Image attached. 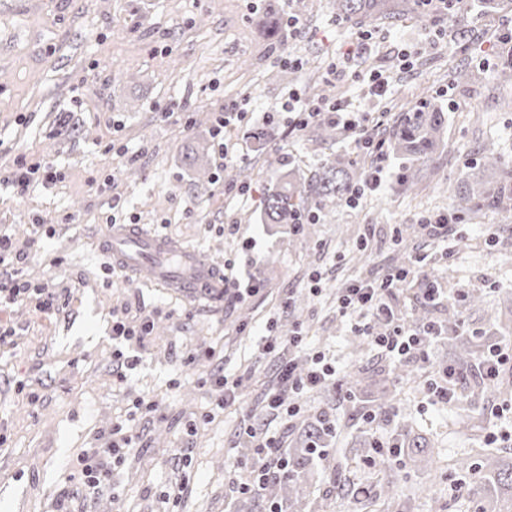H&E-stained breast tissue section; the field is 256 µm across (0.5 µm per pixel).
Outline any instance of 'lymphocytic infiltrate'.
I'll use <instances>...</instances> for the list:
<instances>
[{"instance_id":"f902f5d3","label":"lymphocytic infiltrate","mask_w":512,"mask_h":512,"mask_svg":"<svg viewBox=\"0 0 512 512\" xmlns=\"http://www.w3.org/2000/svg\"><path fill=\"white\" fill-rule=\"evenodd\" d=\"M291 120L287 134L301 131L309 123L318 120L336 122L351 138L354 147L362 153L372 154L375 165L367 173L363 190H377L381 185L383 145L374 138L372 125L381 124L382 116L370 117L347 104L334 101H309L301 99L297 91H289L286 102ZM61 174L50 162L34 163L20 159L13 167L0 173V185L10 188L14 195L23 198L37 186L57 183ZM363 190L353 191L349 203L358 202ZM13 239L5 228L0 227V311L17 304H25L36 315L48 319L59 314L66 299L48 283L33 284L23 280L21 270L13 261ZM423 257H415L407 267L391 271L383 276L342 289L338 298L341 315H358L372 327L368 332L369 343L397 362L409 359H425L431 341L443 333L438 324H429L416 330L406 326L392 307L394 287L399 281L420 275ZM154 319L149 315L129 317L113 316L110 324L112 364L118 384L127 383L129 376L140 362L132 349L143 346L153 333ZM336 373L331 358L324 352H313L305 372H298L293 361H280L276 368L277 387L266 397V407L273 419L292 420L302 408V397L323 387ZM157 410L156 401L149 396L132 400L124 421L113 424L100 446L84 450L77 458L75 488L62 492L64 502H71L79 495H100L114 491V473L135 448L133 426L137 419ZM244 433L253 448V458L246 475L236 486L237 493L254 494L270 479L287 476L288 457L283 450L281 435L245 427Z\"/></svg>"}]
</instances>
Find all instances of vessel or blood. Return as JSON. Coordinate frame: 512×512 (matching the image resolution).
Listing matches in <instances>:
<instances>
[{"label": "vessel or blood", "mask_w": 512, "mask_h": 512, "mask_svg": "<svg viewBox=\"0 0 512 512\" xmlns=\"http://www.w3.org/2000/svg\"><path fill=\"white\" fill-rule=\"evenodd\" d=\"M106 265L176 290L188 301L211 302L224 287V276L195 248L142 224H114L99 241Z\"/></svg>", "instance_id": "vessel-or-blood-1"}]
</instances>
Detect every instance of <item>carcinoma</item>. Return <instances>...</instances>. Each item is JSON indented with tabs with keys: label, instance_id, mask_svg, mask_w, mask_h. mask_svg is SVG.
I'll return each mask as SVG.
<instances>
[{
	"label": "carcinoma",
	"instance_id": "obj_1",
	"mask_svg": "<svg viewBox=\"0 0 512 512\" xmlns=\"http://www.w3.org/2000/svg\"><path fill=\"white\" fill-rule=\"evenodd\" d=\"M448 17L458 19L470 14L476 6L487 10H511L512 0H446ZM336 20L354 23L360 27L375 25L404 14L425 18L431 14L427 0H332ZM288 17V0H269L258 22L263 24L266 38L272 45H283L285 19ZM448 124V113L435 102L428 92H423L415 103L389 115L379 128V138L386 154L402 160L403 182L409 192L422 185L424 166L440 147ZM368 161L364 158L347 160L338 157L309 171L298 181L280 173L267 183L262 191V208L259 220L263 224H292L298 232L304 224L315 220L316 207L325 199L342 202L358 188L364 177ZM479 165L497 172V179H467L463 189L451 188L448 193L458 199L469 218L476 219L481 212L491 208L512 209V167L506 165L491 147L485 149ZM453 349L451 366L463 373L461 389L467 388L468 377L474 364L489 348L485 334L468 330L463 334L454 330L448 334ZM409 378L407 365L397 366V378L374 380L352 371L348 377L333 386H326L322 397L326 404L341 409L347 419L358 414H369L374 423L391 429L393 443L400 448V459L373 453L365 462L381 474L380 480L364 491L359 501V512H407L409 499L399 495L400 481L410 474L430 478L434 472L428 464L427 440L393 405L391 393L396 380ZM497 384L482 383L463 393L473 410L485 415L498 396ZM341 433L339 424L327 412L307 415L300 428L298 446L288 449V492L278 486L266 484L253 495L234 502L232 507L258 512L273 503L281 512H331L328 497H312L308 485L322 480L332 485L336 498L353 494L351 485L336 476V439ZM450 475L467 486L472 498V512H512V448H471L461 453L448 465Z\"/></svg>",
	"mask_w": 512,
	"mask_h": 512
}]
</instances>
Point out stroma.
<instances>
[{"label":"stroma","instance_id":"stroma-1","mask_svg":"<svg viewBox=\"0 0 512 512\" xmlns=\"http://www.w3.org/2000/svg\"><path fill=\"white\" fill-rule=\"evenodd\" d=\"M265 0H0V171L15 158L55 163L62 182L21 199L0 190V225H10L16 250L28 251L25 280L67 291L69 304L50 319L28 306L0 312L15 329L12 344L0 350V512H60V494L71 486L74 463L96 446L97 435L124 415L129 400L152 396L157 412L137 421L136 449L118 471V490L78 497L72 512H226L227 483L248 459L240 436L247 425L268 423L267 394L276 386L277 358L293 357L298 371L308 359L289 353L284 339L302 332L328 353L337 374L350 367L367 375L394 370V362L373 348L354 351L353 318L340 315L341 288L407 265L418 254L446 297L432 321L490 329L494 312L512 306V211H488L471 223L448 197L449 185L465 179V166L478 162L484 146H494L512 165V46L496 43L512 11H474L460 40L457 22L405 16L370 31L365 53L329 72L338 49L358 32L336 21L330 0H300L301 32L271 48L256 19ZM412 52L401 69L397 52ZM290 52L304 62L297 70L279 61ZM469 68L472 82L452 85L448 73ZM389 74L386 101L362 99L371 71ZM320 75L325 98L368 112L412 105L431 88L448 110L444 144L429 165L437 171L422 196L398 194L402 166L387 158L379 191L355 205L323 206L316 223L294 232L288 224H263L258 206L228 209V172L238 184H254L242 170L259 155L281 147L290 170L305 171L343 153L355 157L348 138L315 139L305 128L284 139L286 90L311 99L308 72ZM236 101L252 120L227 133L239 155L228 171H216L211 130L224 104ZM72 115L74 130L57 132L59 113ZM111 183L109 194L92 183ZM120 197L137 223L206 252L216 267L241 255L245 239L257 242L246 276L260 291L246 301L209 305L123 273L108 276L95 255V240L106 232L109 196ZM454 214L447 238L421 232L409 238L407 225ZM51 227L44 247L29 252L36 225ZM320 275L319 285L310 278ZM483 289L481 308L456 302L458 292ZM286 314H279L281 303ZM124 309L152 315L153 335L144 361L124 390L112 375L110 312ZM273 321L282 344L262 355L251 347V326ZM218 342L226 372L241 376V402L213 421L201 414L215 398L205 379L213 363L187 362L203 342ZM24 391H17V381ZM39 402L30 403L28 394ZM401 411L418 433L441 450L440 468L462 449L512 444V394L497 400L500 414L480 428L459 423L465 404L429 400L421 384L398 386ZM355 419L340 440L336 464L356 489L374 479L361 465L365 451ZM182 487L178 501L162 504L167 488Z\"/></svg>","mask_w":512,"mask_h":512}]
</instances>
